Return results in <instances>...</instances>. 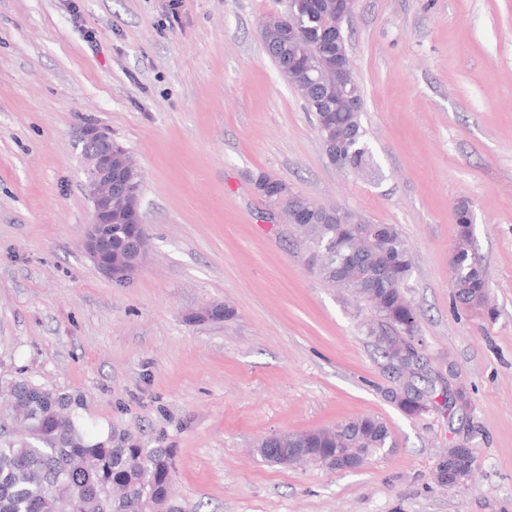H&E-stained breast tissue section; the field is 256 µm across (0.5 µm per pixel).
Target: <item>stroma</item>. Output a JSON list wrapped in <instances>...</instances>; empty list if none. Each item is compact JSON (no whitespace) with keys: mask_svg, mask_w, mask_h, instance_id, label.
I'll return each mask as SVG.
<instances>
[{"mask_svg":"<svg viewBox=\"0 0 512 512\" xmlns=\"http://www.w3.org/2000/svg\"><path fill=\"white\" fill-rule=\"evenodd\" d=\"M277 0H0V376L83 398L96 435L174 452L194 512H512V0H356L345 28L373 174L330 163L258 35ZM142 176L149 254L123 284L83 250L80 135ZM397 225L435 404L407 416L369 311L314 274L253 187ZM469 203L488 306L456 302ZM228 306L227 319L204 309ZM465 405L447 407L446 394ZM361 414L395 446L353 471L255 452ZM474 471L434 478L446 449ZM443 461L444 477L437 481L454 487L467 482L473 472V452L471 448H449Z\"/></svg>","mask_w":512,"mask_h":512,"instance_id":"obj_1","label":"stroma"}]
</instances>
